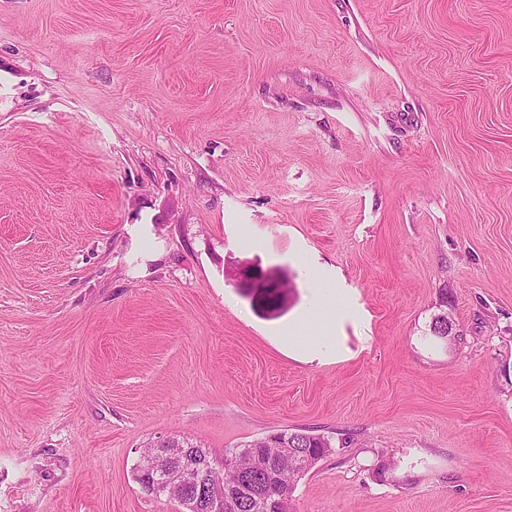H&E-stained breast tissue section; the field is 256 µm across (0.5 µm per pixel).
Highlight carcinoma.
I'll return each mask as SVG.
<instances>
[{
  "label": "carcinoma",
  "instance_id": "1",
  "mask_svg": "<svg viewBox=\"0 0 512 512\" xmlns=\"http://www.w3.org/2000/svg\"><path fill=\"white\" fill-rule=\"evenodd\" d=\"M277 439L299 452L277 470L270 437L238 446L243 456L237 466L224 469V512H288L295 482L332 451L329 439L307 429H286Z\"/></svg>",
  "mask_w": 512,
  "mask_h": 512
}]
</instances>
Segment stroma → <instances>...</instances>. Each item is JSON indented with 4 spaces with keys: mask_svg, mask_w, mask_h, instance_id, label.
<instances>
[{
    "mask_svg": "<svg viewBox=\"0 0 512 512\" xmlns=\"http://www.w3.org/2000/svg\"><path fill=\"white\" fill-rule=\"evenodd\" d=\"M300 427L289 512H512V0H0V512Z\"/></svg>",
    "mask_w": 512,
    "mask_h": 512,
    "instance_id": "1",
    "label": "stroma"
}]
</instances>
